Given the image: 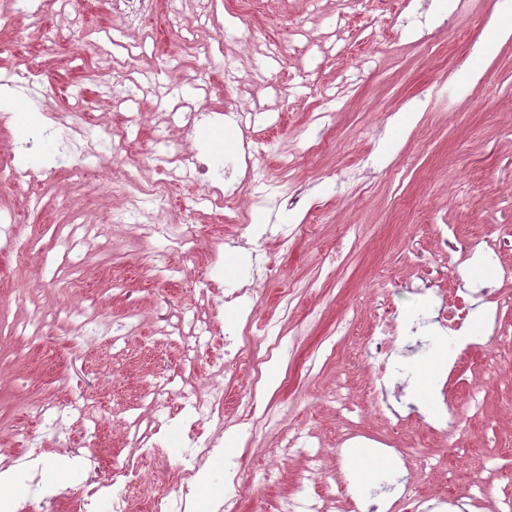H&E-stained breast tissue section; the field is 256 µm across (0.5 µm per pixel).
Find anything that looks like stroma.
<instances>
[{"instance_id":"stroma-1","label":"stroma","mask_w":512,"mask_h":512,"mask_svg":"<svg viewBox=\"0 0 512 512\" xmlns=\"http://www.w3.org/2000/svg\"><path fill=\"white\" fill-rule=\"evenodd\" d=\"M41 3L37 22L23 0L0 12V88L18 98L0 124V160L41 175L25 192L0 181V216L14 218L20 240L42 225L57 238L21 264L0 256V499L24 501L37 481L65 490L77 466L141 459L120 432L135 416L150 424L156 410L129 393L91 392L117 434L87 446L90 423H76V457L57 451L56 429L31 410L90 368L103 384L132 369L144 388L163 383L172 393L208 382L205 358L190 364L180 354L181 320L195 316L247 331L231 353L277 371L270 387L247 374L222 378L224 419L203 434L223 440L224 455L203 462L196 506L223 500L227 460L257 488L245 512H278L289 497L336 512L332 500L378 487L408 458L416 496L476 477L491 489L481 512H494L512 490V278L502 275L512 266V33L490 53L474 47L488 38L493 14L512 30L503 0H452L448 9L435 0H156L153 16L132 26L113 17L111 0ZM154 71L166 99L139 90ZM27 110L35 125L51 112L59 128L77 120L85 134L70 142L58 128L31 140L20 128ZM246 142L262 145L252 164L268 187L255 189L239 165L215 204L202 200L203 183L179 180L182 154L215 165ZM353 168L364 174L357 188L342 181ZM151 191L164 200L162 223L191 220L193 243L113 223L131 196ZM443 222L456 227L452 250L488 238L501 264L451 269L435 242ZM204 272L255 292L224 302L200 283ZM457 279L491 288L483 303L498 310L501 332L475 339L458 362L464 389L452 403L462 425L445 436L421 422L437 409L442 366L426 374L422 395L406 375L439 348L425 335L396 341L385 397L419 410L400 422L367 395L377 371L369 338L375 314L401 329L438 294L453 310L478 309L482 302L454 291ZM285 290L294 307L286 318ZM64 297L95 312L108 334L53 332L29 343L12 334ZM250 319L277 322L280 348L268 352L261 333L247 330ZM470 387L481 409L469 403ZM247 404L281 408L302 434L296 447L243 421ZM20 429L42 450L26 470L17 465ZM312 464L324 475L318 491L300 480ZM272 465L280 480L269 486Z\"/></svg>"}]
</instances>
